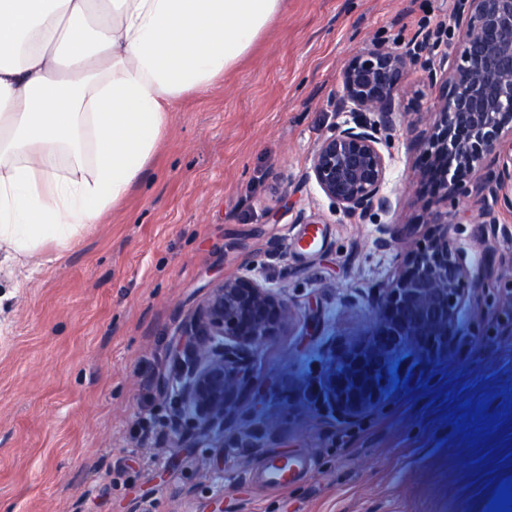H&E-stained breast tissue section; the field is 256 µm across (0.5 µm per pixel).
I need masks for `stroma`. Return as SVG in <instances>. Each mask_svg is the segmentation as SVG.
Here are the masks:
<instances>
[{
	"label": "stroma",
	"instance_id": "obj_1",
	"mask_svg": "<svg viewBox=\"0 0 512 512\" xmlns=\"http://www.w3.org/2000/svg\"><path fill=\"white\" fill-rule=\"evenodd\" d=\"M455 0H284L215 85L179 99L130 193L0 307V512H487L512 476V210L451 228L490 272L472 333L410 373L371 414L342 424L314 403L320 347L357 336L392 254L374 226L332 210L306 178L336 122L345 63L377 40L405 48L454 31ZM419 124L390 143V222L419 224ZM315 249H299L307 218ZM254 268L294 318L259 353L242 406L266 426L254 454L177 423L161 391L169 348L209 286ZM351 304H344L345 296ZM306 461L288 489L252 473ZM121 467L126 480L113 484Z\"/></svg>",
	"mask_w": 512,
	"mask_h": 512
}]
</instances>
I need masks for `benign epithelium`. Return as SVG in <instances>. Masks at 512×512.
Wrapping results in <instances>:
<instances>
[{
    "label": "benign epithelium",
    "instance_id": "obj_1",
    "mask_svg": "<svg viewBox=\"0 0 512 512\" xmlns=\"http://www.w3.org/2000/svg\"><path fill=\"white\" fill-rule=\"evenodd\" d=\"M457 40L445 50L428 35L407 49L369 42L345 64L334 100L341 121L317 143L306 178L337 209L375 224L374 244L394 253L395 273L370 290L371 328L331 336L315 379L321 410L340 423L372 413L400 370L448 359L467 335L486 267L450 228L463 218L448 203L466 192L480 223H499L496 207L512 208V0H455ZM453 65H448V57ZM422 62L423 87L406 95L411 62ZM438 90L417 138L422 208L417 224L380 220L393 207L388 190L391 134L418 114L424 89ZM293 320L284 288L250 271L214 283L181 323L165 385L180 419L198 430L224 431V447L264 446L266 431L238 415L249 372L261 348Z\"/></svg>",
    "mask_w": 512,
    "mask_h": 512
}]
</instances>
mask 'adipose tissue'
<instances>
[{
  "mask_svg": "<svg viewBox=\"0 0 512 512\" xmlns=\"http://www.w3.org/2000/svg\"><path fill=\"white\" fill-rule=\"evenodd\" d=\"M282 0H0V260L15 287L46 244L132 189L183 95L212 86Z\"/></svg>",
  "mask_w": 512,
  "mask_h": 512,
  "instance_id": "obj_1",
  "label": "adipose tissue"
}]
</instances>
